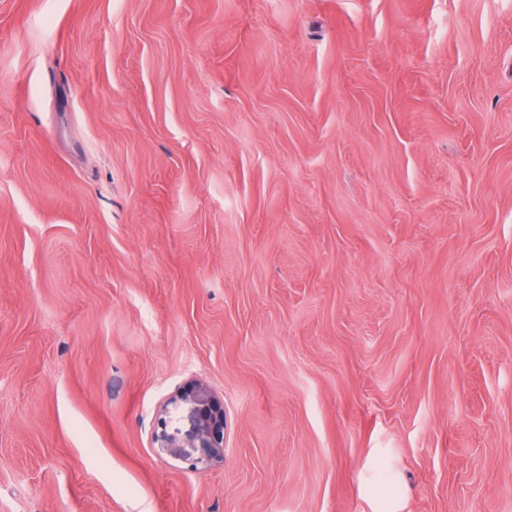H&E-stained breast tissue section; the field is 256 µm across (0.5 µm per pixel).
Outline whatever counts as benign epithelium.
I'll return each instance as SVG.
<instances>
[{
    "label": "benign epithelium",
    "instance_id": "1",
    "mask_svg": "<svg viewBox=\"0 0 512 512\" xmlns=\"http://www.w3.org/2000/svg\"><path fill=\"white\" fill-rule=\"evenodd\" d=\"M157 452L175 457L192 470L224 462V404L201 383L170 396L161 407Z\"/></svg>",
    "mask_w": 512,
    "mask_h": 512
}]
</instances>
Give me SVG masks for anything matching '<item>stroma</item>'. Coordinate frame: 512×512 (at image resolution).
<instances>
[{
    "label": "stroma",
    "mask_w": 512,
    "mask_h": 512,
    "mask_svg": "<svg viewBox=\"0 0 512 512\" xmlns=\"http://www.w3.org/2000/svg\"><path fill=\"white\" fill-rule=\"evenodd\" d=\"M0 512H512V0H0ZM157 452L175 457L192 470L224 461V404L201 383L170 396L161 407Z\"/></svg>",
    "instance_id": "obj_1"
}]
</instances>
